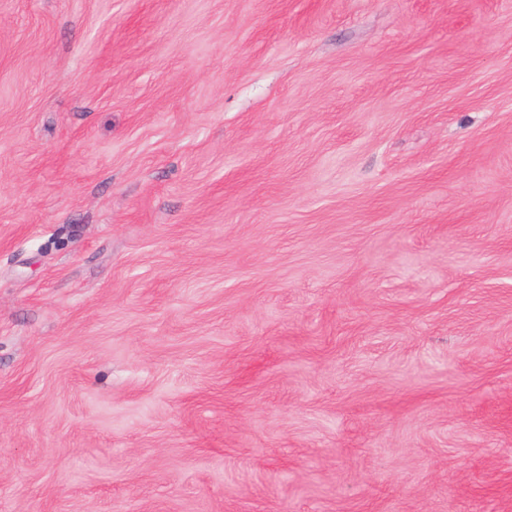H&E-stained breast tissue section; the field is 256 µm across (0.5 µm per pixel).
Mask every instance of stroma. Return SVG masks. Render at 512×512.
<instances>
[{
    "mask_svg": "<svg viewBox=\"0 0 512 512\" xmlns=\"http://www.w3.org/2000/svg\"><path fill=\"white\" fill-rule=\"evenodd\" d=\"M0 512H512V0H0Z\"/></svg>",
    "mask_w": 512,
    "mask_h": 512,
    "instance_id": "obj_1",
    "label": "stroma"
}]
</instances>
